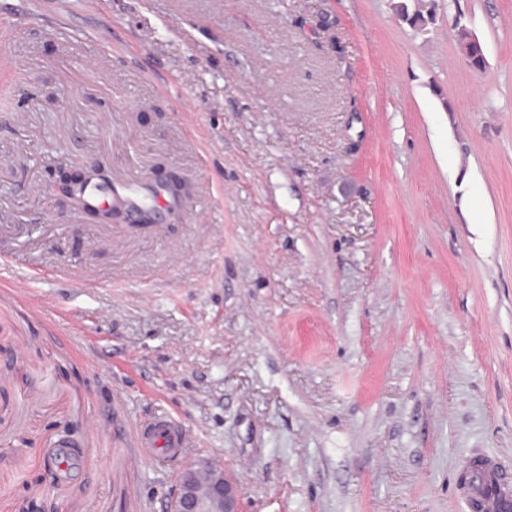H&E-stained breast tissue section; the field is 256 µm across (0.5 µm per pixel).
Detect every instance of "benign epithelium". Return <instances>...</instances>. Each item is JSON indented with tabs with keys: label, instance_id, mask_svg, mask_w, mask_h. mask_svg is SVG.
Returning <instances> with one entry per match:
<instances>
[{
	"label": "benign epithelium",
	"instance_id": "obj_1",
	"mask_svg": "<svg viewBox=\"0 0 512 512\" xmlns=\"http://www.w3.org/2000/svg\"><path fill=\"white\" fill-rule=\"evenodd\" d=\"M452 28L465 63L478 69L475 60L485 56V50L480 39L467 27L465 15L456 16ZM78 173L91 181L109 184L103 169L95 161L82 164ZM56 190L72 208L89 212V202L80 199L69 184L60 181L56 183ZM240 503L239 486L224 467L197 461L179 474L172 492L170 512H241Z\"/></svg>",
	"mask_w": 512,
	"mask_h": 512
}]
</instances>
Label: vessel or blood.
I'll list each match as a JSON object with an SVG mask.
<instances>
[{
  "label": "vessel or blood",
  "instance_id": "b4317fda",
  "mask_svg": "<svg viewBox=\"0 0 512 512\" xmlns=\"http://www.w3.org/2000/svg\"><path fill=\"white\" fill-rule=\"evenodd\" d=\"M137 443L143 457L161 462L189 447L190 435L173 415L160 412L141 423ZM457 493L466 508L482 501L487 512H512V484L501 477L498 459L478 454L468 464V474L457 483Z\"/></svg>",
  "mask_w": 512,
  "mask_h": 512
}]
</instances>
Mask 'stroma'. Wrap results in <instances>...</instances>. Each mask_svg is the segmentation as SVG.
Wrapping results in <instances>:
<instances>
[{"label":"stroma","instance_id":"35a3bbf8","mask_svg":"<svg viewBox=\"0 0 512 512\" xmlns=\"http://www.w3.org/2000/svg\"><path fill=\"white\" fill-rule=\"evenodd\" d=\"M0 0V512H467L512 478V0ZM183 182L101 224L53 184ZM38 268L42 280L21 282ZM176 415L192 448L139 458ZM393 5V9L401 21L413 29H427L434 24L437 16L436 0H405ZM412 2V3H408ZM452 28L455 31L460 53L465 63L474 70H482L484 67L475 65L478 57L485 58V50L480 39L467 27L465 15L460 14L453 19ZM457 493L469 512L477 497L491 512L510 510L512 505V485L502 479L500 461L482 454L470 459L468 475L458 481ZM240 503L239 486L224 467L197 461L179 474L170 512H241Z\"/></svg>","mask_w":512,"mask_h":512}]
</instances>
